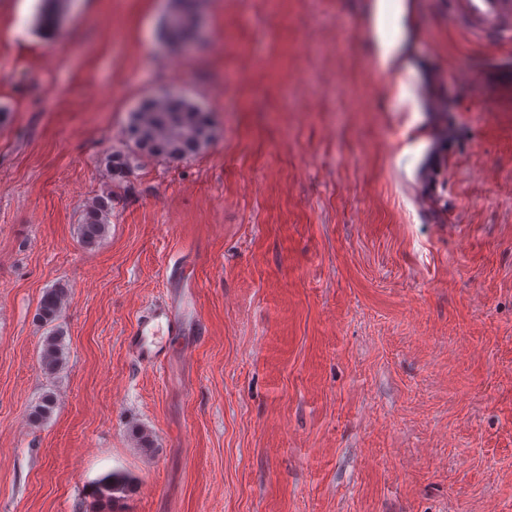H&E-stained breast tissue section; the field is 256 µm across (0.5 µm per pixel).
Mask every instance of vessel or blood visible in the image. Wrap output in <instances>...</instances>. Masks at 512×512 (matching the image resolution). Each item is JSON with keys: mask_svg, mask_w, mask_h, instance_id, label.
Wrapping results in <instances>:
<instances>
[{"mask_svg": "<svg viewBox=\"0 0 512 512\" xmlns=\"http://www.w3.org/2000/svg\"><path fill=\"white\" fill-rule=\"evenodd\" d=\"M448 14L472 37L499 47L512 46V0H448ZM374 73L393 87L406 81L403 68L393 58L377 62ZM194 287V280L185 278L180 297L150 306L135 321L125 343L139 365L152 369L165 365L168 353L161 336L187 330L185 309Z\"/></svg>", "mask_w": 512, "mask_h": 512, "instance_id": "b4317fda", "label": "vessel or blood"}]
</instances>
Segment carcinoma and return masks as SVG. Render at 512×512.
<instances>
[{
    "mask_svg": "<svg viewBox=\"0 0 512 512\" xmlns=\"http://www.w3.org/2000/svg\"><path fill=\"white\" fill-rule=\"evenodd\" d=\"M48 0V6L37 20L45 34L55 32L60 24L61 3ZM175 7L165 21V34L177 42H186L193 36V0H174ZM128 135L132 142L129 152L111 153L105 157V166L115 177H123L132 168L136 155L144 153L169 159H184L197 154L213 137V125L208 113L201 111L183 97L159 96L144 101L130 113ZM112 201L96 198L85 206L81 220V240L88 247L98 244L109 232ZM68 290L62 286L46 290L38 304L37 318L45 324L59 319L65 307ZM62 337L52 332L45 337L40 353V367L46 374L55 373L63 364ZM56 407V397L45 393L32 407L30 420L40 423L48 419ZM131 491L129 478L114 472L98 484L93 495L98 503L112 505L118 496Z\"/></svg>",
    "mask_w": 512,
    "mask_h": 512,
    "instance_id": "carcinoma-1",
    "label": "carcinoma"
}]
</instances>
